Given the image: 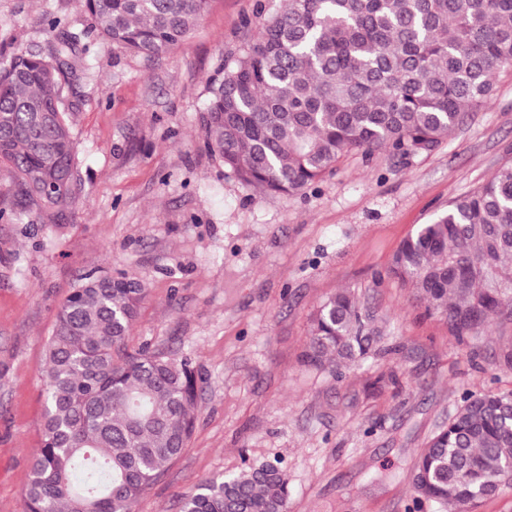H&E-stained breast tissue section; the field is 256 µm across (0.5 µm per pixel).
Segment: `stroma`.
<instances>
[{
    "label": "stroma",
    "instance_id": "35a3bbf8",
    "mask_svg": "<svg viewBox=\"0 0 512 512\" xmlns=\"http://www.w3.org/2000/svg\"><path fill=\"white\" fill-rule=\"evenodd\" d=\"M280 5L212 0L162 56L97 44L69 70L88 197L61 216L0 222V512H22L46 344L88 275L143 282L130 348L191 357L204 379L187 448L135 512H180L197 481L246 457L280 461L288 512H408L414 461L463 394L512 389V319L457 341L389 273L419 225L512 162V68L433 152L352 154L298 194H263L206 151L199 116L225 56ZM47 13L90 23L78 0H0V50H46ZM340 291L373 311L382 339L338 379L303 354L314 313Z\"/></svg>",
    "mask_w": 512,
    "mask_h": 512
}]
</instances>
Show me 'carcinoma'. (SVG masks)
I'll return each instance as SVG.
<instances>
[{
	"instance_id": "cac0c4a2",
	"label": "carcinoma",
	"mask_w": 512,
	"mask_h": 512,
	"mask_svg": "<svg viewBox=\"0 0 512 512\" xmlns=\"http://www.w3.org/2000/svg\"><path fill=\"white\" fill-rule=\"evenodd\" d=\"M93 25L77 34L49 14V56L0 52V165L12 223L61 215L82 193L63 81L81 39L158 56L188 37L210 0H79ZM512 65V0H284L258 35L210 79L204 145L242 184L293 195L343 156L430 153L492 100ZM391 273L451 336L512 318V164L455 198L403 241ZM146 296L124 273L89 275L59 305L42 372L41 445L22 512H132L187 448L202 378L186 357L128 339ZM374 315L349 293L317 310L304 361L366 358ZM417 505L469 509L512 487V390L466 394L416 459ZM291 487L274 461L243 458L183 496L181 512H287Z\"/></svg>"
}]
</instances>
